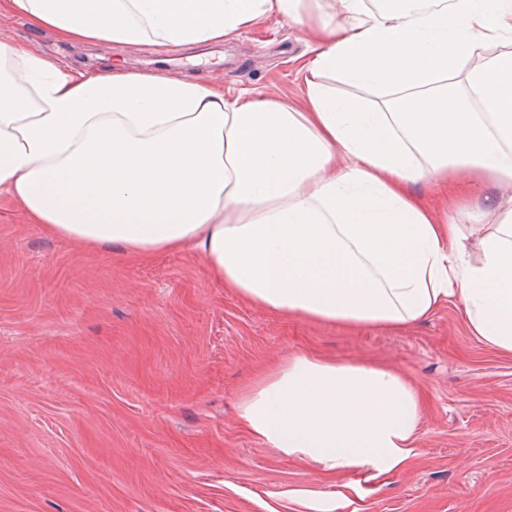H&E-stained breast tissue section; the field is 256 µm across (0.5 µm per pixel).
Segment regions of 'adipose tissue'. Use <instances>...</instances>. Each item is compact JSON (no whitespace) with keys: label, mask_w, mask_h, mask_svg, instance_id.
Here are the masks:
<instances>
[{"label":"adipose tissue","mask_w":512,"mask_h":512,"mask_svg":"<svg viewBox=\"0 0 512 512\" xmlns=\"http://www.w3.org/2000/svg\"><path fill=\"white\" fill-rule=\"evenodd\" d=\"M79 42L193 47L286 20L315 44L299 95L84 72L0 43V194L26 223L142 260L190 249L231 295L284 317L398 329L455 303L512 356V198L478 240L419 185L487 201L512 182V0H0ZM413 381L294 353L237 400L239 424L324 475L416 455Z\"/></svg>","instance_id":"obj_1"}]
</instances>
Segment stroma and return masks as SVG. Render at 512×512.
I'll return each instance as SVG.
<instances>
[{
	"label": "stroma",
	"mask_w": 512,
	"mask_h": 512,
	"mask_svg": "<svg viewBox=\"0 0 512 512\" xmlns=\"http://www.w3.org/2000/svg\"><path fill=\"white\" fill-rule=\"evenodd\" d=\"M0 40L72 67L146 71L295 97L311 50L285 21L188 52L68 42L0 17ZM396 366L425 414L417 455L378 478L283 458L239 425L236 403L279 357ZM512 512V356L468 332L455 304L402 330L286 319L224 292L189 250L148 260L87 252L26 223L0 195V512Z\"/></svg>",
	"instance_id": "obj_1"
}]
</instances>
